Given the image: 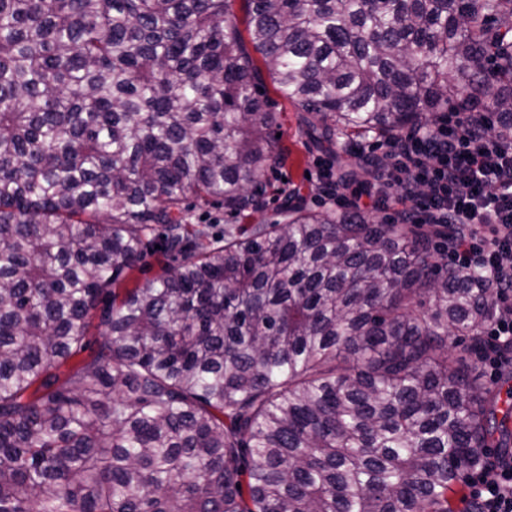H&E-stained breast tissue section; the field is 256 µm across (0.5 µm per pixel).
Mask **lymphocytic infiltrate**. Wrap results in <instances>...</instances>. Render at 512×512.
<instances>
[{"mask_svg": "<svg viewBox=\"0 0 512 512\" xmlns=\"http://www.w3.org/2000/svg\"><path fill=\"white\" fill-rule=\"evenodd\" d=\"M491 123L473 102L387 142L382 164L357 188L342 183L323 159L316 180L350 206L399 201L403 216L447 233L450 267L486 275L499 313L485 330L481 362L494 377L512 367V142L492 137ZM467 485L468 512H512V456L486 450Z\"/></svg>", "mask_w": 512, "mask_h": 512, "instance_id": "obj_1", "label": "lymphocytic infiltrate"}]
</instances>
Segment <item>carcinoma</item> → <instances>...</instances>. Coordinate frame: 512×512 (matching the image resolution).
Wrapping results in <instances>:
<instances>
[{
  "instance_id": "1",
  "label": "carcinoma",
  "mask_w": 512,
  "mask_h": 512,
  "mask_svg": "<svg viewBox=\"0 0 512 512\" xmlns=\"http://www.w3.org/2000/svg\"><path fill=\"white\" fill-rule=\"evenodd\" d=\"M232 2L0 0V512H456L505 435L468 362L492 289L432 233L294 192L285 224L190 221L260 211L279 160ZM246 2L344 176L381 163L350 132L474 100L512 140V0ZM147 266L144 268L137 267L129 271L125 280L124 287L134 288L137 284L141 283L146 277H153L162 273V268L166 264V260L160 254L153 255L146 258Z\"/></svg>"
}]
</instances>
